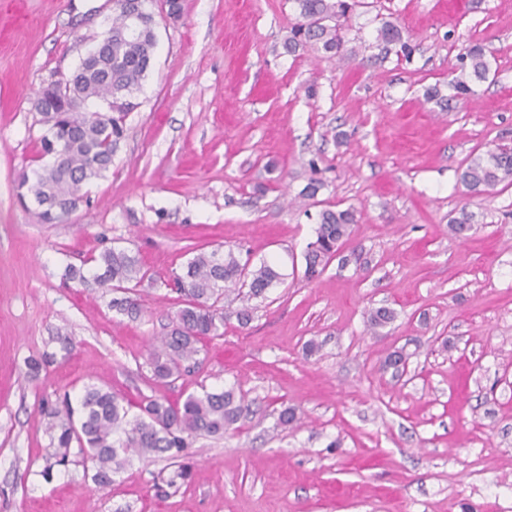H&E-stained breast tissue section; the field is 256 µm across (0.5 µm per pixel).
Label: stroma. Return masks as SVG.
Segmentation results:
<instances>
[{
    "label": "stroma",
    "mask_w": 512,
    "mask_h": 512,
    "mask_svg": "<svg viewBox=\"0 0 512 512\" xmlns=\"http://www.w3.org/2000/svg\"><path fill=\"white\" fill-rule=\"evenodd\" d=\"M150 9L154 58L112 167L43 224L19 201L46 132L36 92L100 40L112 0H0V512H512V184L472 196L460 181L471 154L512 145V0H364L348 61L287 51L292 0ZM386 20L411 58L378 46ZM474 44L490 73L463 102L449 82ZM336 206L355 210L345 248L365 263L306 280L316 217ZM463 207L473 227L457 238ZM110 246L154 277L134 293L139 319L64 277ZM217 247L285 279L247 326L205 339L197 366L153 380L151 342L176 311L165 282ZM379 306L396 317L373 331ZM398 348L399 377L384 366ZM90 383L134 403L232 386L251 407L236 432L193 441L189 486L157 494L170 460L137 458L99 492L79 463L43 476L39 404ZM286 407L300 421L283 428Z\"/></svg>",
    "instance_id": "1"
}]
</instances>
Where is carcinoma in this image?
<instances>
[{"mask_svg": "<svg viewBox=\"0 0 512 512\" xmlns=\"http://www.w3.org/2000/svg\"><path fill=\"white\" fill-rule=\"evenodd\" d=\"M148 2L112 0L108 40L88 51L71 73L70 83L55 80L36 93L48 126L37 160L49 156L54 146L64 154L61 162L34 169V178L22 182L46 224L64 221L83 199L84 186L112 167L124 137L125 120L134 108L131 95L147 76L156 47L155 20ZM293 2L297 21L288 38V51L314 43L339 58L353 53L346 48L342 19L359 6L358 0ZM135 11L141 17L136 26L132 19ZM376 39L386 50L397 47L404 58H411V45L400 26L383 23ZM489 72L482 46L469 47L454 68L453 97H472L474 86L485 81ZM505 181L512 182V147L506 145L470 157L461 173V182L476 196L492 194ZM354 223L356 214L351 208L319 213L316 239L304 254L306 279L319 276L340 253ZM471 224L472 215L462 209L449 220V230L463 238ZM83 265L97 272L88 276L83 269L69 266L65 279L78 282L90 295L103 290L124 293V297L112 299L110 307L132 319L140 317V304L127 293L132 291L130 283L141 284L148 273L135 253L110 246L90 254ZM283 279L284 274L273 265H254L232 249L216 248L187 261L182 273L172 277L173 290L183 307L175 315L173 328L162 336L161 345L150 353L152 378L170 379L180 374L185 364L196 362L199 343L218 335L227 316H235L240 326H246L253 315L251 301L264 298L266 291ZM220 300L224 301L222 312L215 308ZM394 318L393 309L380 306L369 312L367 321L377 329ZM244 409V397L232 388L204 389L174 403L145 397L134 406L121 394L87 384L76 399L67 396L39 409L55 448L45 478L51 477L53 467L66 464L71 448L76 447L83 462L92 464V481L98 490L111 486L113 477L124 472L134 457L164 456L178 465L175 478L187 483L192 477V466L186 462L190 441L235 430Z\"/></svg>", "mask_w": 512, "mask_h": 512, "instance_id": "carcinoma-1", "label": "carcinoma"}]
</instances>
